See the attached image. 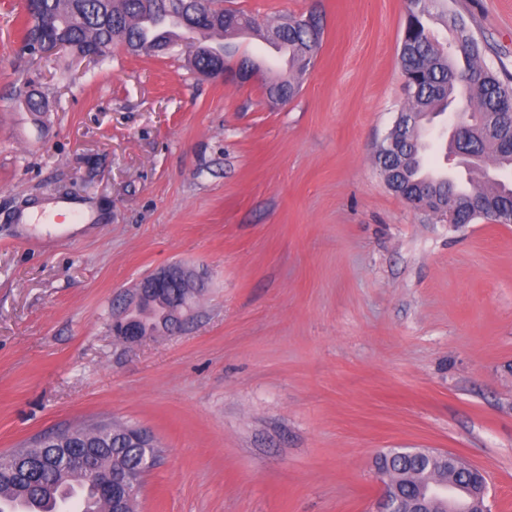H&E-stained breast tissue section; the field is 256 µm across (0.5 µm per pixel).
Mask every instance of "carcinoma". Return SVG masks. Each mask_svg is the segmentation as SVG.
<instances>
[{"label": "carcinoma", "mask_w": 512, "mask_h": 512, "mask_svg": "<svg viewBox=\"0 0 512 512\" xmlns=\"http://www.w3.org/2000/svg\"><path fill=\"white\" fill-rule=\"evenodd\" d=\"M409 7L401 39L399 62L405 79L406 104L402 115L406 125L395 124L387 139L398 149L377 150L376 161L390 189L427 193L432 213L456 211L470 224L476 219L500 222V211L512 205V183L491 179L485 164L499 169L512 167V122L497 113L512 108V82L484 63L487 41L477 38L463 18L448 12L447 0H408ZM185 0H34L33 21L26 22L22 49L31 52L45 38L66 43L76 53L92 48L112 50L121 45L137 52H163L182 41L188 63L196 71L216 65L224 56L221 39L254 31L261 34L249 14L224 8V0H211L214 23L194 24L183 11ZM172 20L177 36L161 29ZM441 22L452 34L446 45L433 36L431 23ZM324 33L319 16L293 17L277 22L272 29L276 46L288 51L289 75L263 85L266 98L282 94L292 99L300 91V77L311 65ZM462 113L468 122L476 159L468 161L481 173L471 188L458 189L448 176L433 177L424 168L428 124L450 109ZM197 285L182 283L169 290L176 303L193 302ZM172 315L162 305L151 309L141 321L142 335H153L170 327ZM110 434L99 427L72 430L71 442L77 452L93 461L86 469L71 463L53 442L37 441L0 456V512H15L21 501L37 506L36 512H58L60 500L70 497L78 486L82 512H112V499L102 490L99 477L105 471L138 475L145 449L127 437L128 426L106 424ZM426 456L378 459L391 481L402 485L407 496L418 492L419 482L440 472H429Z\"/></svg>", "instance_id": "carcinoma-1"}]
</instances>
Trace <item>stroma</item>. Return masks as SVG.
Instances as JSON below:
<instances>
[{"instance_id":"stroma-1","label":"stroma","mask_w":512,"mask_h":512,"mask_svg":"<svg viewBox=\"0 0 512 512\" xmlns=\"http://www.w3.org/2000/svg\"><path fill=\"white\" fill-rule=\"evenodd\" d=\"M0 0V455L99 422L159 460L136 512H372L392 448L482 470L512 512V224L410 210L374 155L406 100L407 0H224L261 28L320 14L285 107L183 48L95 62L20 51ZM512 78V0H448ZM36 88L49 110L29 111ZM89 204L75 231L30 201ZM204 283L175 330L122 341L136 283Z\"/></svg>"}]
</instances>
